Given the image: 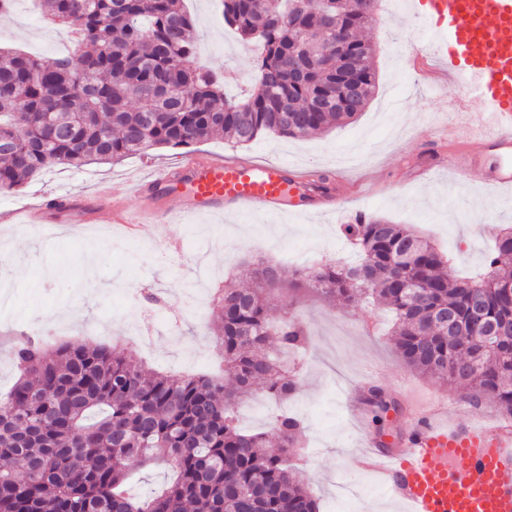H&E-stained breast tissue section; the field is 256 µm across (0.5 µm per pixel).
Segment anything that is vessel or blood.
I'll use <instances>...</instances> for the list:
<instances>
[{
    "label": "vessel or blood",
    "instance_id": "obj_1",
    "mask_svg": "<svg viewBox=\"0 0 512 512\" xmlns=\"http://www.w3.org/2000/svg\"><path fill=\"white\" fill-rule=\"evenodd\" d=\"M426 24L437 38L438 59L449 80L461 86L455 101L465 112L480 100L481 136L468 127L448 129L453 186L478 180L488 190L512 188V0H422ZM286 163L254 166L233 158L188 159L137 186L152 197L140 212L112 206V221L135 230L181 211H283L296 186ZM82 202L69 194L48 200L41 219L65 223ZM436 409L413 412L405 448L384 451L364 442L360 470L378 476L403 512H512V424L440 423Z\"/></svg>",
    "mask_w": 512,
    "mask_h": 512
}]
</instances>
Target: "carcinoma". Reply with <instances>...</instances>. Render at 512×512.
Returning <instances> with one entry per match:
<instances>
[{
	"label": "carcinoma",
	"mask_w": 512,
	"mask_h": 512,
	"mask_svg": "<svg viewBox=\"0 0 512 512\" xmlns=\"http://www.w3.org/2000/svg\"><path fill=\"white\" fill-rule=\"evenodd\" d=\"M378 0H224V22L257 51L246 96L224 93L197 63L195 26L183 0H43L44 14L78 34L71 56L48 63L0 50V191H17L51 164L79 168L162 147L224 136L248 144L265 134L297 138L354 119L376 88L370 44L357 32L376 21ZM355 76L354 101L336 103V83ZM359 261L324 264L313 289L392 311L394 344L414 370L489 400L512 415V228L500 233L487 272L465 282L448 258L404 224L373 215L344 227ZM255 287L231 286L213 301L212 330L224 376L147 372L106 345L25 336L13 344L20 377L0 397V512H319L288 465L302 422L286 410L266 434L236 423L239 395L278 403L297 391L280 358L309 343L293 303L278 323L268 295L283 285L264 262ZM502 323L490 343L470 334L469 301ZM455 315L453 332L438 316ZM159 460L176 477L136 499L132 470Z\"/></svg>",
	"instance_id": "cac0c4a2"
}]
</instances>
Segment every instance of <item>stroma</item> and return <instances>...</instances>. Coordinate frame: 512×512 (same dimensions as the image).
Here are the masks:
<instances>
[{"label": "stroma", "instance_id": "35a3bbf8", "mask_svg": "<svg viewBox=\"0 0 512 512\" xmlns=\"http://www.w3.org/2000/svg\"><path fill=\"white\" fill-rule=\"evenodd\" d=\"M184 6L195 22L199 64L220 74L235 70L226 92L238 94L254 70V45L225 24L221 0H184ZM362 36L375 45V93L357 119L327 132L295 139L263 135L246 145L215 137L118 163L55 165L21 190L0 191V210L22 215L54 192L86 200L97 185L108 184L134 210L144 203L130 192L134 181L190 157L234 156L286 161L303 174L328 177L336 211L223 217L176 211L159 223L157 237L141 242L112 230L105 206L72 224L0 223V337L25 333L104 344L148 371L220 373V348L207 328L214 294L230 282L248 284V265L258 260L279 265L287 277L296 271L312 276L319 264L348 252L342 227L361 213L416 228L450 257L457 275L482 273L494 236L512 226V196L487 197L477 214L470 198L449 192V169L430 178L423 173L448 145L446 127L456 118L450 101L459 92L436 70L432 32L403 8L379 12ZM0 47L50 60L74 44L33 0H16L11 13L0 14ZM291 300L310 339L298 391L288 403L306 423L303 445L291 451L290 463L300 464L320 512H401L376 478L357 469L356 446L382 431L403 442L412 422L405 398L435 405L456 398V391L402 361L385 307L331 302L303 284L274 295L271 320H279ZM362 381L396 402L383 428L367 419L355 422L344 410L346 394Z\"/></svg>", "mask_w": 512, "mask_h": 512}]
</instances>
